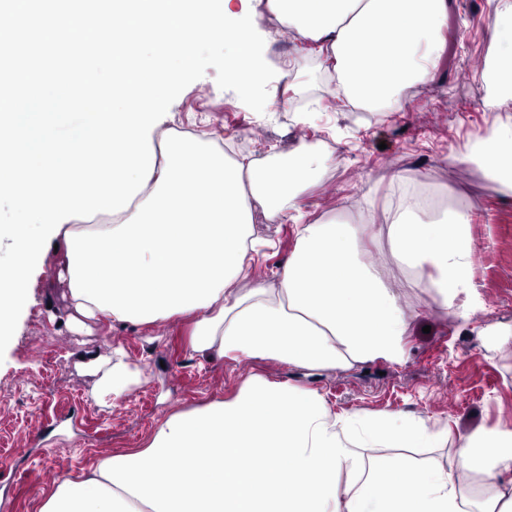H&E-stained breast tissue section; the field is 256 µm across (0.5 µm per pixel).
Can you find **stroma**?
Instances as JSON below:
<instances>
[{
    "mask_svg": "<svg viewBox=\"0 0 512 512\" xmlns=\"http://www.w3.org/2000/svg\"><path fill=\"white\" fill-rule=\"evenodd\" d=\"M498 0H453L446 47L437 71L408 92L397 112H361L331 101L317 71L293 38H276L272 66L289 59L288 76L268 86L263 113L220 89L215 69L177 97L162 129L234 143L250 138L249 155H287L303 145L327 154L318 180L299 202L312 219L354 218L356 202L371 192L383 209L395 187L392 176L427 183L455 206L470 210L474 251L472 303L465 316L444 317L419 290L399 299L415 312L404 362L378 359L348 372L310 373L264 360L205 361L187 345L190 323L121 325L100 322L73 331L65 325L66 290L57 282L61 257L38 261L28 300L4 359L0 360V457L14 467L0 482V512H38L58 481L78 477L99 458L142 447L173 412L232 396L247 376L313 388L336 411L406 413L447 428L449 439L512 425V341L490 352L478 327L512 324V202L474 167L450 166V154L466 149L492 120L479 87L478 59L491 45L489 17ZM254 234L273 240L257 273L272 278L296 244L292 220L256 218ZM122 348L145 366L148 380L112 406H98L93 377L78 364L82 351L108 354Z\"/></svg>",
    "mask_w": 512,
    "mask_h": 512,
    "instance_id": "35a3bbf8",
    "label": "stroma"
}]
</instances>
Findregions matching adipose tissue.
<instances>
[{"label": "adipose tissue", "mask_w": 512, "mask_h": 512, "mask_svg": "<svg viewBox=\"0 0 512 512\" xmlns=\"http://www.w3.org/2000/svg\"><path fill=\"white\" fill-rule=\"evenodd\" d=\"M284 35L308 44L336 94L369 112H394L442 52L448 0H257ZM382 28L387 38L367 43ZM491 61L481 74L494 117L449 158L473 165L512 200V0L490 19ZM151 179L127 210L98 223H63L51 242L65 256L70 324L109 319L193 320L197 356L266 359L307 371H347L375 359L401 362L410 310L388 275L363 259L373 207L350 223L307 224L299 189L325 163L298 147L280 168L226 158L197 136L154 143ZM267 221H297L288 262L250 283L260 243L254 205ZM387 243L406 273L444 312L469 302L471 216L436 209L415 191L384 209ZM95 263H86L88 253ZM92 396L112 405L147 379L123 350L87 355ZM453 446L455 465L385 456L388 448ZM38 512H512V427L449 441L422 419L394 412L333 411L319 391L254 374L227 399L171 414L144 447L101 457L79 479L59 481Z\"/></svg>", "instance_id": "ef3b65f1"}]
</instances>
